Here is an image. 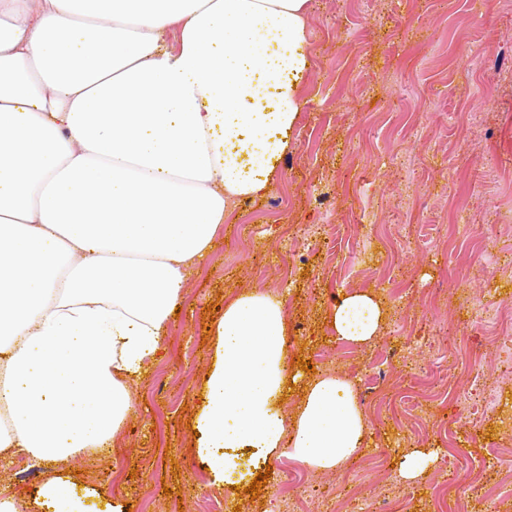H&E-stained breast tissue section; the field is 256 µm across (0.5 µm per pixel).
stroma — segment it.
Instances as JSON below:
<instances>
[{
  "mask_svg": "<svg viewBox=\"0 0 512 512\" xmlns=\"http://www.w3.org/2000/svg\"><path fill=\"white\" fill-rule=\"evenodd\" d=\"M304 107L270 192L239 202L188 275L167 334L132 383L108 453L70 464L90 512H512V10L501 0H313ZM260 289L284 303L290 359L341 373L367 421L361 457L317 472L288 453L260 497L248 455L212 483L191 428L215 318ZM374 291L390 316L357 346L327 320L334 296ZM433 448L427 477L393 464ZM302 476L288 484V474ZM50 471L0 457L19 512Z\"/></svg>",
  "mask_w": 512,
  "mask_h": 512,
  "instance_id": "1",
  "label": "stroma"
}]
</instances>
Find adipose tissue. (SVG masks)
Masks as SVG:
<instances>
[{
    "instance_id": "ef3b65f1",
    "label": "adipose tissue",
    "mask_w": 512,
    "mask_h": 512,
    "mask_svg": "<svg viewBox=\"0 0 512 512\" xmlns=\"http://www.w3.org/2000/svg\"><path fill=\"white\" fill-rule=\"evenodd\" d=\"M308 3L0 0V455L58 466L38 512H86L66 465L109 448L189 272L278 179L303 106ZM388 315L357 291L329 321L367 344ZM214 336L194 430L215 482L243 448L258 466L285 448L318 472L362 454L351 383L291 367L278 297L237 296Z\"/></svg>"
}]
</instances>
